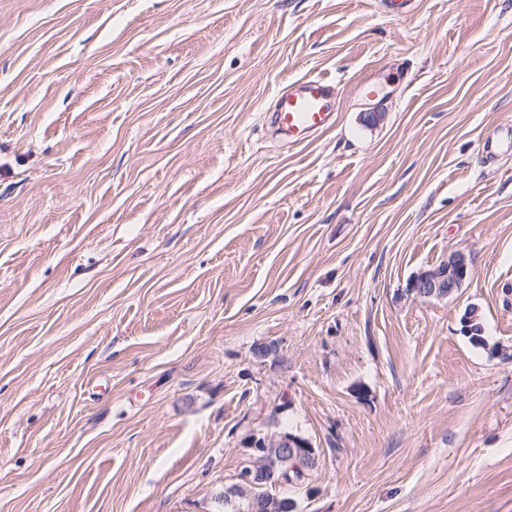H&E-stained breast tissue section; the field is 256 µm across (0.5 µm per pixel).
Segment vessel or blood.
<instances>
[{
  "mask_svg": "<svg viewBox=\"0 0 512 512\" xmlns=\"http://www.w3.org/2000/svg\"><path fill=\"white\" fill-rule=\"evenodd\" d=\"M339 89L317 76L299 78L273 95L266 118L286 145H294L329 129L336 121Z\"/></svg>",
  "mask_w": 512,
  "mask_h": 512,
  "instance_id": "1",
  "label": "vessel or blood"
}]
</instances>
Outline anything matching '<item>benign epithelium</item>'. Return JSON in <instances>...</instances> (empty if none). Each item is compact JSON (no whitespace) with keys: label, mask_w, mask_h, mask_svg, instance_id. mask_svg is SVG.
I'll return each instance as SVG.
<instances>
[{"label":"benign epithelium","mask_w":512,"mask_h":512,"mask_svg":"<svg viewBox=\"0 0 512 512\" xmlns=\"http://www.w3.org/2000/svg\"><path fill=\"white\" fill-rule=\"evenodd\" d=\"M471 275L465 253L451 251L438 265L417 273L409 291L420 298L444 300L458 293ZM247 446L253 453L237 482L224 489V504L232 512H295L292 500L271 492L283 483V476L276 475L270 462L278 461L285 473L297 469L305 473L302 462L316 464L319 449L307 438L272 430L251 434Z\"/></svg>","instance_id":"7a95c632"}]
</instances>
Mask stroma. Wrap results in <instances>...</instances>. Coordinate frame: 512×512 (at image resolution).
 <instances>
[{
    "instance_id": "stroma-1",
    "label": "stroma",
    "mask_w": 512,
    "mask_h": 512,
    "mask_svg": "<svg viewBox=\"0 0 512 512\" xmlns=\"http://www.w3.org/2000/svg\"><path fill=\"white\" fill-rule=\"evenodd\" d=\"M508 124L512 0H0V512H214L271 421L297 512H512ZM339 89L317 76L299 78L279 88L265 117L284 145H294L329 129L336 121ZM472 275L468 258L462 251H451L438 265L417 273L409 291L417 297L444 300L454 296Z\"/></svg>"
}]
</instances>
